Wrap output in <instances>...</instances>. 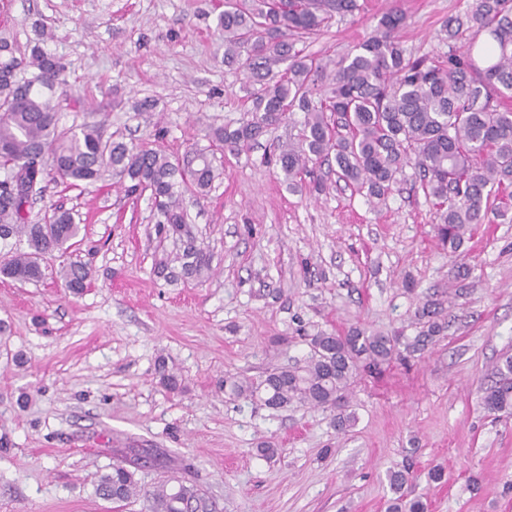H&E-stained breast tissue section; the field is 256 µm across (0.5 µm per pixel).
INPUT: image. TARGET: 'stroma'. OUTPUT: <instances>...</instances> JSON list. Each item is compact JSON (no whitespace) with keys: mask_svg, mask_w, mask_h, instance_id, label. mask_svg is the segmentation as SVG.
<instances>
[{"mask_svg":"<svg viewBox=\"0 0 512 512\" xmlns=\"http://www.w3.org/2000/svg\"><path fill=\"white\" fill-rule=\"evenodd\" d=\"M467 3L366 0L309 49L345 56L395 5L405 49L443 56V23ZM223 9L224 0H0V40L24 54L47 34L69 82L56 97L61 126L97 112L107 133L181 157L250 107L242 74L224 64ZM144 99L153 110L135 111ZM299 132L283 123L250 150L215 149L223 177L185 200L211 261L200 281L156 274L177 247L156 237L148 196H128L109 176L78 187L51 181L37 194L32 219L60 204L86 236L39 282L0 278V436L11 441L0 452V512H147L143 499L95 493L125 448L164 452L220 512H386L387 475L407 463L428 512H512V419L481 400L499 358L512 355V219L482 225L454 257L412 176L377 207L325 163L314 167L324 192H291L270 158ZM76 261L92 267L79 296L59 275ZM462 262L472 273L460 293ZM420 297L446 301L445 339L424 357L358 376L349 431L322 411L272 410L219 386L301 359L305 335L320 329L415 335ZM161 359L182 391L160 384ZM264 440L281 450L273 461L257 452ZM433 468L441 482L428 480Z\"/></svg>","mask_w":512,"mask_h":512,"instance_id":"1","label":"stroma"}]
</instances>
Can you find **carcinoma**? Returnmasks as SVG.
<instances>
[{"mask_svg": "<svg viewBox=\"0 0 512 512\" xmlns=\"http://www.w3.org/2000/svg\"><path fill=\"white\" fill-rule=\"evenodd\" d=\"M363 8L360 0H224L217 21L224 65L247 75L251 108L237 127L214 128L208 138L239 153L300 112L298 140L279 145L276 155L288 186L308 172L309 163L332 159L338 177L377 206L412 167L436 209L438 237L455 254L475 225L505 219L512 208V0H472L464 13L448 18L442 27L448 54L441 60L407 52L398 36L404 16L395 7L372 35L332 64L296 47L328 31L336 17ZM465 32L467 44L457 45ZM64 73L61 59L37 45L18 56L9 43H0V242L9 247L0 255V275L42 279V261L66 254L82 231L61 206L31 221L32 204L20 183L40 185L56 176L78 186L109 172L128 183L129 192L158 200L159 238L182 240V252L161 260L158 274L170 283L202 278L210 261L186 226L183 201L211 189L223 171L204 151L193 152L187 164L160 148L106 139L95 112L85 113L78 125L59 127L52 97L65 85ZM62 277L74 295L89 286L90 272L81 262ZM414 318L419 331L413 337L361 327L343 335L318 330L306 338L309 351L302 360L257 378L229 376L224 392L273 409L317 408L345 432L357 420L349 393L360 367L420 357L443 339L441 302L425 301ZM157 374L167 389H181L182 379L165 361ZM482 402L488 412L512 417V356L497 366ZM411 481L408 467L389 473V512H426L408 491ZM95 493L114 501L143 497L149 512H218L193 484L145 489L124 458L100 477Z\"/></svg>", "mask_w": 512, "mask_h": 512, "instance_id": "cac0c4a2", "label": "carcinoma"}]
</instances>
